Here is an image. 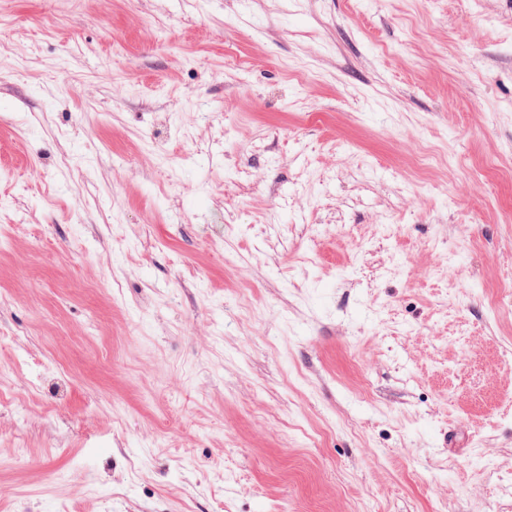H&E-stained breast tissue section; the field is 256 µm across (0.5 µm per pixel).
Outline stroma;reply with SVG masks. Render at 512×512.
<instances>
[{
  "label": "stroma",
  "mask_w": 512,
  "mask_h": 512,
  "mask_svg": "<svg viewBox=\"0 0 512 512\" xmlns=\"http://www.w3.org/2000/svg\"><path fill=\"white\" fill-rule=\"evenodd\" d=\"M512 0H0V512H512Z\"/></svg>",
  "instance_id": "stroma-1"
}]
</instances>
